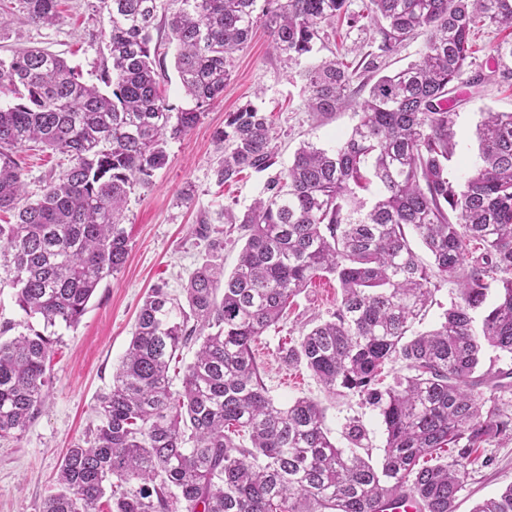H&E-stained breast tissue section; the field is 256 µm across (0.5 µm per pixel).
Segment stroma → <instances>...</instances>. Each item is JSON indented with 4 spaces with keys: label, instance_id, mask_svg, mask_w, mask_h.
Instances as JSON below:
<instances>
[{
    "label": "stroma",
    "instance_id": "obj_1",
    "mask_svg": "<svg viewBox=\"0 0 512 512\" xmlns=\"http://www.w3.org/2000/svg\"><path fill=\"white\" fill-rule=\"evenodd\" d=\"M98 0H62L58 24L34 27L20 22L0 29V57L39 47L60 55L84 79L96 81L107 54L99 36L100 23L93 6ZM503 38L495 27L483 26L473 41V64L457 83L459 117L457 152L451 163L459 177L476 160V124L479 112L489 108L512 112V86L503 82L491 59ZM374 34L337 23L336 31L300 64L288 66L269 49L265 29H257L246 48L236 52L229 67L224 94L209 106L200 122L185 136L169 141L168 161L147 185H134L125 205V227L130 251L123 267L104 280L88 304L80 323L58 328V342L50 363L51 388L47 404L21 434L0 439V512H41L44 498L57 490L59 465L67 448L85 442L98 424V397L112 385L135 328L139 308L150 288L166 284L181 296L183 285L207 252L195 229L201 219L223 227L224 210L241 214L260 196L267 173L243 172L237 181L218 186L213 168L219 158L212 135L229 113L251 105L273 122L275 170L287 169L304 142L334 146L356 122L357 101H349L329 116L306 106L305 72L330 60L357 63L375 51ZM193 188L191 201L182 192ZM340 296L334 277H320L300 295L278 327L270 328L254 347L266 386L281 403L309 398L325 409L333 439H340L345 418L360 417L372 444V459L383 455L384 434L370 409L358 397H332L305 367L291 368L281 359L284 344L297 342L316 323L327 318ZM488 466H475L459 492L455 512H473L482 500L512 486V439L492 443L484 450Z\"/></svg>",
    "mask_w": 512,
    "mask_h": 512
}]
</instances>
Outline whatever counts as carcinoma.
<instances>
[{
    "instance_id": "1",
    "label": "carcinoma",
    "mask_w": 512,
    "mask_h": 512,
    "mask_svg": "<svg viewBox=\"0 0 512 512\" xmlns=\"http://www.w3.org/2000/svg\"><path fill=\"white\" fill-rule=\"evenodd\" d=\"M10 4L0 29L13 17L34 26L60 18L58 0ZM347 4L99 0L108 54L99 86L44 49L0 58V92L17 99L0 107V212L15 218L0 224V270L21 309L43 323L0 340L7 437L45 405L54 328L79 324L99 284L126 262L131 188L151 181L167 164L168 140L194 128L224 93L229 59L258 22L272 51L295 63L341 17L373 29L383 54L428 33L419 60L370 85L357 123L335 146L302 144L242 217L224 212L245 239L230 275L220 261L224 239L198 226L210 259L183 298L159 285L147 294L112 387L98 399L93 438L68 449L59 490L41 512H377L393 496L413 499L419 512H455L469 466L491 462L480 449L512 438V112L481 110L478 160L460 179L448 176L458 117L448 94L472 65L477 25L512 29V0H367L358 12ZM161 17L162 43L153 41ZM164 44L175 45L186 107L160 91ZM493 58L511 80L512 39ZM357 76L338 60L308 68L309 109L338 111ZM214 140L224 149L214 168L220 185L275 164L271 121L253 106L231 114ZM37 148L64 163L34 199L20 154ZM369 188L368 200L359 191ZM322 273L336 277V309L283 361L377 413L385 434L378 466L359 453L367 440L360 420H346V446H336L325 409L307 398L278 402L255 361L253 344ZM446 283L456 298L420 331ZM492 287L498 297L488 306ZM191 344L199 348L175 390L171 363ZM485 345L502 366L481 373ZM392 363L400 370L384 385ZM443 448L448 460L423 464ZM473 512H512V485Z\"/></svg>"
}]
</instances>
